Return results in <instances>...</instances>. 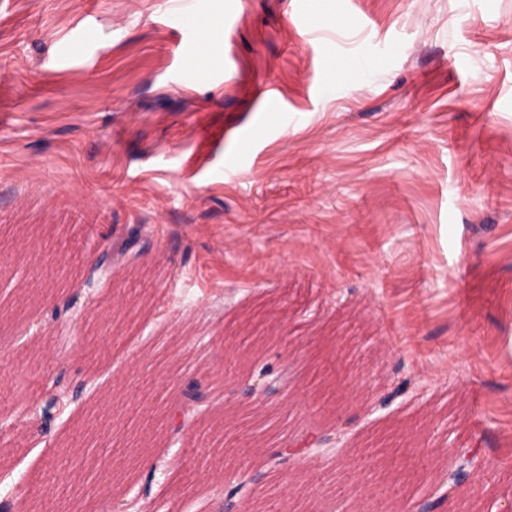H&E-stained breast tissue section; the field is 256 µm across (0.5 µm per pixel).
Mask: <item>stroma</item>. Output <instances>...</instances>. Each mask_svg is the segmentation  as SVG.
Instances as JSON below:
<instances>
[{"label":"stroma","instance_id":"stroma-1","mask_svg":"<svg viewBox=\"0 0 512 512\" xmlns=\"http://www.w3.org/2000/svg\"><path fill=\"white\" fill-rule=\"evenodd\" d=\"M300 2L330 21L301 31ZM212 9L232 20L200 79L177 15ZM1 70L0 499L71 482L54 455L96 412L140 449L109 491L83 467L81 512H218L243 471L259 512H404L444 493L450 443L485 471L443 512H512V0H0ZM125 243L139 262L54 319ZM285 364L253 423L256 376ZM80 383L42 433V388ZM221 427L218 478L197 439ZM306 429L341 445L282 485L257 444Z\"/></svg>","mask_w":512,"mask_h":512}]
</instances>
